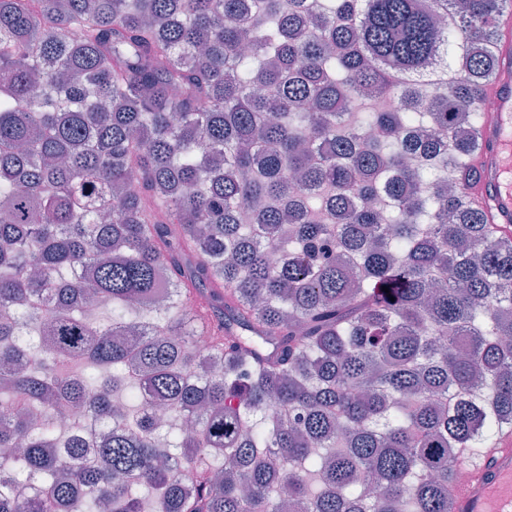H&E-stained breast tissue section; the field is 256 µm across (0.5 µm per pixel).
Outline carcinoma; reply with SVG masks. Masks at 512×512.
Wrapping results in <instances>:
<instances>
[{
	"instance_id": "obj_1",
	"label": "carcinoma",
	"mask_w": 512,
	"mask_h": 512,
	"mask_svg": "<svg viewBox=\"0 0 512 512\" xmlns=\"http://www.w3.org/2000/svg\"><path fill=\"white\" fill-rule=\"evenodd\" d=\"M506 14L0 0V512H451L512 432ZM499 71L485 94L495 103L480 129L481 150L477 156L480 180L470 192L489 212L490 221L499 231L512 230V40L510 20L500 24ZM494 103L484 100L485 112Z\"/></svg>"
}]
</instances>
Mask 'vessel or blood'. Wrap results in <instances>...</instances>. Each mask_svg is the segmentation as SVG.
<instances>
[{
	"instance_id": "vessel-or-blood-1",
	"label": "vessel or blood",
	"mask_w": 512,
	"mask_h": 512,
	"mask_svg": "<svg viewBox=\"0 0 512 512\" xmlns=\"http://www.w3.org/2000/svg\"><path fill=\"white\" fill-rule=\"evenodd\" d=\"M499 71L485 94L495 103L480 129V180L472 196L489 212L498 230H512V21L502 20ZM451 512H512V434L471 465L466 480L449 489Z\"/></svg>"
}]
</instances>
